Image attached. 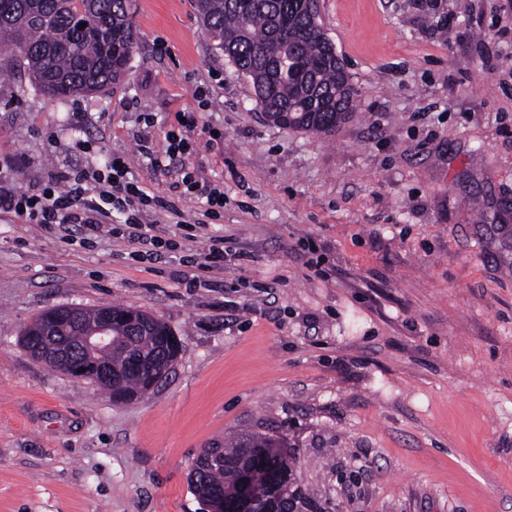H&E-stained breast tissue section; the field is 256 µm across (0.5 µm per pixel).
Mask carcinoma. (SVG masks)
<instances>
[{
  "label": "carcinoma",
  "instance_id": "carcinoma-1",
  "mask_svg": "<svg viewBox=\"0 0 512 512\" xmlns=\"http://www.w3.org/2000/svg\"><path fill=\"white\" fill-rule=\"evenodd\" d=\"M215 49L251 83L256 102L276 116L273 123L327 134L354 108L356 91L334 46L309 20L305 0H197ZM132 0H0V46L10 64L42 92L66 98L101 91L128 70L138 36L129 15ZM85 24L79 29V24ZM117 344L99 355L112 366L123 390L134 396L157 370L172 330L144 312L112 306ZM54 336L77 348L85 329L61 326ZM260 432L240 433L204 448L195 458L190 485L212 512H224L222 495L237 480L236 459L246 448H274ZM270 482L295 512L315 505L298 483L295 463L275 451Z\"/></svg>",
  "mask_w": 512,
  "mask_h": 512
}]
</instances>
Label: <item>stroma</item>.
I'll return each mask as SVG.
<instances>
[{"label": "stroma", "mask_w": 512, "mask_h": 512, "mask_svg": "<svg viewBox=\"0 0 512 512\" xmlns=\"http://www.w3.org/2000/svg\"><path fill=\"white\" fill-rule=\"evenodd\" d=\"M132 22L118 85L0 78L15 189L118 153L179 209L148 223L188 224L136 264L126 239L0 214V512H209L193 459L250 431L284 440L320 512H512V0H320L358 91L329 135L268 122L194 0H132ZM187 112L193 151L151 167L141 143L162 151ZM184 168L223 186L218 218L198 224ZM211 237L232 260L184 266ZM114 304L179 342L139 398L20 344L46 309Z\"/></svg>", "instance_id": "35a3bbf8"}]
</instances>
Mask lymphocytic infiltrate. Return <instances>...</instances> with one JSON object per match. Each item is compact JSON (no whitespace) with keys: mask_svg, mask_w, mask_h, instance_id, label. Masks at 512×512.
<instances>
[{"mask_svg":"<svg viewBox=\"0 0 512 512\" xmlns=\"http://www.w3.org/2000/svg\"><path fill=\"white\" fill-rule=\"evenodd\" d=\"M177 215L176 206L164 197L148 193L138 181L130 178L123 155L113 154L104 168L89 172L77 170L49 175L41 188L21 192L0 184V212L19 217L26 224L69 229L79 226L83 236L80 246L92 245L105 218L120 214L121 222L112 225L110 235L131 241L146 242L150 251L129 252L130 260L156 259L158 251L179 250V242L154 234L152 225L143 221L144 212Z\"/></svg>","mask_w":512,"mask_h":512,"instance_id":"1","label":"lymphocytic infiltrate"}]
</instances>
